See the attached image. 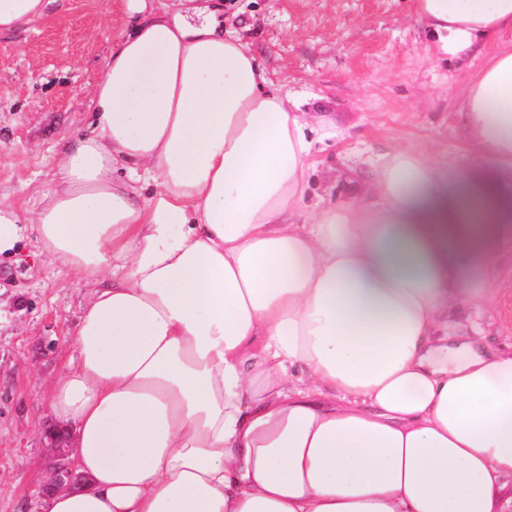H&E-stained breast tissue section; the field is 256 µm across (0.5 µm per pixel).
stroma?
I'll return each instance as SVG.
<instances>
[{
  "label": "stroma",
  "mask_w": 512,
  "mask_h": 512,
  "mask_svg": "<svg viewBox=\"0 0 512 512\" xmlns=\"http://www.w3.org/2000/svg\"><path fill=\"white\" fill-rule=\"evenodd\" d=\"M130 0H53L43 20L0 35V202L34 208L66 144L93 128L91 91L137 14ZM273 82L304 112L333 113L342 136L317 144L307 208L358 202L378 157L405 144L454 178L492 170L469 141L459 91L505 32L460 59L435 57L416 0H214ZM90 289L52 263L33 233L0 260V512H44L52 383L75 352ZM486 351L512 346V227L490 282L448 311Z\"/></svg>",
  "instance_id": "obj_1"
}]
</instances>
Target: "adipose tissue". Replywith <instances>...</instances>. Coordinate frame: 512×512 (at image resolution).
I'll list each match as a JSON object with an SVG mask.
<instances>
[{
    "label": "adipose tissue",
    "instance_id": "1",
    "mask_svg": "<svg viewBox=\"0 0 512 512\" xmlns=\"http://www.w3.org/2000/svg\"><path fill=\"white\" fill-rule=\"evenodd\" d=\"M416 2L447 57L512 32V0ZM92 103L41 207L0 202V255L34 226L92 287L52 398L88 484L49 512H512V350L448 338L512 221V43L459 97L495 179L396 146L302 224L336 126L209 7L136 25Z\"/></svg>",
    "mask_w": 512,
    "mask_h": 512
}]
</instances>
